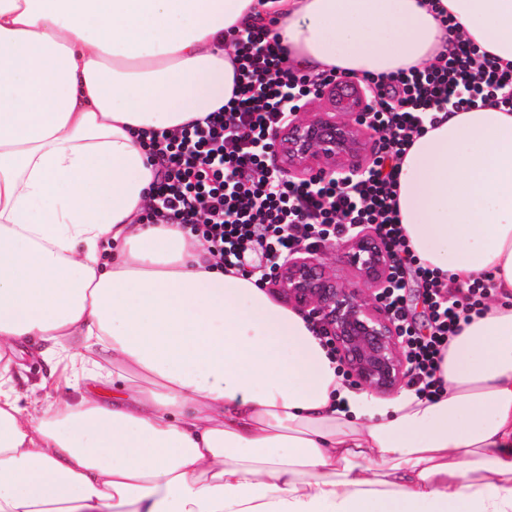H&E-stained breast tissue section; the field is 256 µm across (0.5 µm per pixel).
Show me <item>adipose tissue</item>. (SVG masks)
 <instances>
[{
    "instance_id": "adipose-tissue-1",
    "label": "adipose tissue",
    "mask_w": 512,
    "mask_h": 512,
    "mask_svg": "<svg viewBox=\"0 0 512 512\" xmlns=\"http://www.w3.org/2000/svg\"><path fill=\"white\" fill-rule=\"evenodd\" d=\"M303 71L512 63V0H0V512H512V113L414 138L419 264L490 300L435 400L351 389L309 321L143 215L147 144L222 107L229 29ZM63 394L20 391L24 353Z\"/></svg>"
}]
</instances>
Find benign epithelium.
I'll use <instances>...</instances> for the list:
<instances>
[{"mask_svg": "<svg viewBox=\"0 0 512 512\" xmlns=\"http://www.w3.org/2000/svg\"><path fill=\"white\" fill-rule=\"evenodd\" d=\"M349 80L321 89L331 112H295L272 138V151L290 172L311 171L326 178L350 180L365 172L345 161L367 149V133L357 123L336 119L335 113L358 116L367 108L365 92L337 100ZM341 253L359 273L363 287H349L331 274L328 259ZM392 256L373 229H356L343 243L326 241L304 250L274 268L273 281L288 302L315 321L328 336L350 376L375 393H389L405 384L404 344L384 306Z\"/></svg>", "mask_w": 512, "mask_h": 512, "instance_id": "benign-epithelium-1", "label": "benign epithelium"}]
</instances>
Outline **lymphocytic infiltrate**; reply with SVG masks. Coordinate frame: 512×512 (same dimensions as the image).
Instances as JSON below:
<instances>
[{
  "instance_id": "lymphocytic-infiltrate-1",
  "label": "lymphocytic infiltrate",
  "mask_w": 512,
  "mask_h": 512,
  "mask_svg": "<svg viewBox=\"0 0 512 512\" xmlns=\"http://www.w3.org/2000/svg\"><path fill=\"white\" fill-rule=\"evenodd\" d=\"M236 55L238 83L217 111L151 142L163 169L154 190L157 224H187L217 264L253 275L251 258L274 266L288 255L372 224L394 260L386 307L400 330L410 364V387L432 399L440 386V364L453 336L487 298L481 281L459 285L416 265L396 211L400 163L414 137L439 113L479 104L512 112V66L452 40L433 66L360 78L371 100L366 117L381 134L378 155L364 175L347 182L311 176L286 180L270 170V134L335 72L315 76L293 69L271 24L227 31ZM422 281L427 330L408 320L407 270Z\"/></svg>"
}]
</instances>
